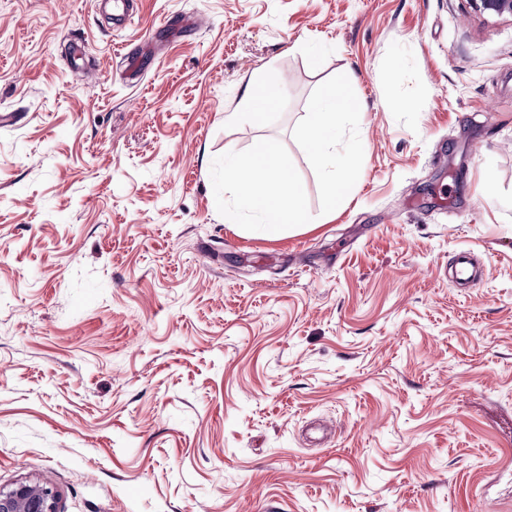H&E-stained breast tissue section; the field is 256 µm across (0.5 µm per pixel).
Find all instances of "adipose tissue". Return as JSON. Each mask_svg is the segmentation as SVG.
Wrapping results in <instances>:
<instances>
[{"mask_svg": "<svg viewBox=\"0 0 512 512\" xmlns=\"http://www.w3.org/2000/svg\"><path fill=\"white\" fill-rule=\"evenodd\" d=\"M277 98L276 83L251 81L243 99L252 104V111L227 113L224 122L228 125L240 121L262 123L267 108ZM360 108L353 79L325 85L312 102L302 129L301 136L309 152L328 173L326 196L332 206L338 205L350 188L361 152L360 144L356 143L344 155H335L336 134L345 120ZM224 186L236 193L238 211L252 214L267 232L275 233L307 221L304 186L295 177L276 141H261L245 156L225 154ZM238 211H225V223H236Z\"/></svg>", "mask_w": 512, "mask_h": 512, "instance_id": "ef3b65f1", "label": "adipose tissue"}]
</instances>
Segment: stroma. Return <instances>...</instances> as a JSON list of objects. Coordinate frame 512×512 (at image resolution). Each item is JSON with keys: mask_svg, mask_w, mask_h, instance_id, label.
<instances>
[{"mask_svg": "<svg viewBox=\"0 0 512 512\" xmlns=\"http://www.w3.org/2000/svg\"><path fill=\"white\" fill-rule=\"evenodd\" d=\"M134 9L0 0V486L60 512H512V17ZM351 75L336 151L364 148L331 211L300 129ZM260 79L264 124L225 126ZM265 138L309 214L276 235L224 221V155ZM58 494L38 481H21L10 488L0 487V512H60Z\"/></svg>", "mask_w": 512, "mask_h": 512, "instance_id": "obj_1", "label": "stroma"}]
</instances>
